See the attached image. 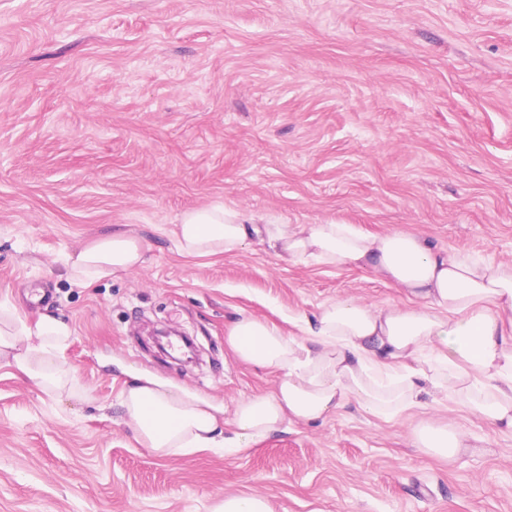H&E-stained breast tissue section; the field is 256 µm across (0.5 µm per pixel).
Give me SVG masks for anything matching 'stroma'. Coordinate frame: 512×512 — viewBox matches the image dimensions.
<instances>
[{
    "instance_id": "obj_1",
    "label": "stroma",
    "mask_w": 512,
    "mask_h": 512,
    "mask_svg": "<svg viewBox=\"0 0 512 512\" xmlns=\"http://www.w3.org/2000/svg\"><path fill=\"white\" fill-rule=\"evenodd\" d=\"M218 204L512 262V0H0V302L74 329L71 388L0 361V512H212L241 493L273 512H512V435L442 406H350L236 454L144 448L119 404L136 379L228 412L276 389L227 348L238 314L298 337L340 298L405 303L255 239L182 255L179 215ZM115 232L143 262L72 282L66 256ZM161 327L198 363L160 355ZM428 421L470 447L424 453ZM156 335L157 336H153L154 343L158 344L160 351L164 355H170L174 361L183 365L194 362V359L198 355V345L193 336H189L186 332L178 329H166ZM172 338H177L182 342L180 357H174L168 352V349L173 348Z\"/></svg>"
}]
</instances>
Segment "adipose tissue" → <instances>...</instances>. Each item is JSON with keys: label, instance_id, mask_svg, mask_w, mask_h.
Here are the masks:
<instances>
[{"label": "adipose tissue", "instance_id": "adipose-tissue-1", "mask_svg": "<svg viewBox=\"0 0 512 512\" xmlns=\"http://www.w3.org/2000/svg\"><path fill=\"white\" fill-rule=\"evenodd\" d=\"M255 231L242 211L190 209L180 216L176 245L191 257L227 254ZM263 231L282 261L368 272L400 288L408 304L339 299L304 320L299 338L239 315L226 343L237 361L277 372L276 390L236 403L229 421L235 437L228 440L221 408L155 380L130 385L121 405L152 453L238 451L285 423H313L352 403L389 420L429 397L512 434L511 262L450 253L404 231L368 234L350 224H269ZM144 250L141 239L115 233L70 256L68 270L75 283L89 285L134 268ZM72 336L55 316L31 322L0 304V359L58 389L69 382L64 354Z\"/></svg>", "mask_w": 512, "mask_h": 512}]
</instances>
